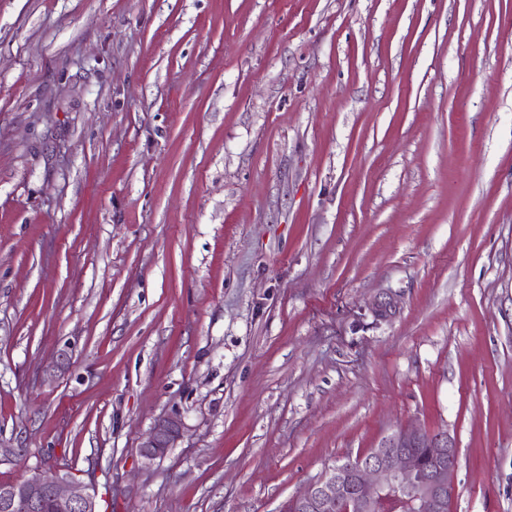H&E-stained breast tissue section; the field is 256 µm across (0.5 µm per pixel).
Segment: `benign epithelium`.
I'll return each mask as SVG.
<instances>
[{
  "instance_id": "obj_1",
  "label": "benign epithelium",
  "mask_w": 512,
  "mask_h": 512,
  "mask_svg": "<svg viewBox=\"0 0 512 512\" xmlns=\"http://www.w3.org/2000/svg\"><path fill=\"white\" fill-rule=\"evenodd\" d=\"M181 437V422L159 420L141 445L151 462ZM417 448L428 451L423 460ZM456 438L446 430L402 426L368 451L333 467L293 498V512H450L457 495ZM98 512L95 496L67 475L35 473L0 484V512Z\"/></svg>"
}]
</instances>
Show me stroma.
<instances>
[{"label":"stroma","instance_id":"1","mask_svg":"<svg viewBox=\"0 0 512 512\" xmlns=\"http://www.w3.org/2000/svg\"><path fill=\"white\" fill-rule=\"evenodd\" d=\"M404 425L512 512V0H0V483L285 512ZM181 422L175 418L159 420L148 438L141 445V455L146 461H154L166 455L181 437Z\"/></svg>","mask_w":512,"mask_h":512}]
</instances>
